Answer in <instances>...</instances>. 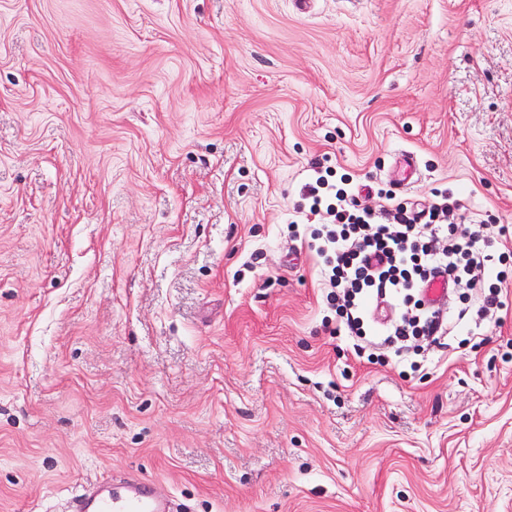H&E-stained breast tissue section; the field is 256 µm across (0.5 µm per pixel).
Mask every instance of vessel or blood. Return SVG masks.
Wrapping results in <instances>:
<instances>
[{
  "label": "vessel or blood",
  "instance_id": "vessel-or-blood-1",
  "mask_svg": "<svg viewBox=\"0 0 512 512\" xmlns=\"http://www.w3.org/2000/svg\"><path fill=\"white\" fill-rule=\"evenodd\" d=\"M395 171L398 184H411L419 174L415 154L401 153ZM171 505V496L162 485L124 474L83 488L74 497L72 512H172Z\"/></svg>",
  "mask_w": 512,
  "mask_h": 512
}]
</instances>
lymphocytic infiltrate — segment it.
I'll list each match as a JSON object with an SVG mask.
<instances>
[{
    "mask_svg": "<svg viewBox=\"0 0 512 512\" xmlns=\"http://www.w3.org/2000/svg\"><path fill=\"white\" fill-rule=\"evenodd\" d=\"M304 195L309 206L292 230L311 237L337 330L367 346L400 357L417 338L432 347L457 328L479 336L512 304V277L495 261L496 253L512 247L506 228L449 223L458 201L447 191L417 208L381 189L373 207L360 201L349 178L333 188L319 176L305 184ZM439 274L466 295L453 324L424 297Z\"/></svg>",
    "mask_w": 512,
    "mask_h": 512,
    "instance_id": "1",
    "label": "lymphocytic infiltrate"
}]
</instances>
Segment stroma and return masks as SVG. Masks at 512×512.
<instances>
[{
	"label": "stroma",
	"instance_id": "35a3bbf8",
	"mask_svg": "<svg viewBox=\"0 0 512 512\" xmlns=\"http://www.w3.org/2000/svg\"><path fill=\"white\" fill-rule=\"evenodd\" d=\"M404 151L512 226V0H0V512H512V308L372 364L288 236ZM71 512H172L169 492L156 482L123 474L83 488Z\"/></svg>",
	"mask_w": 512,
	"mask_h": 512
}]
</instances>
